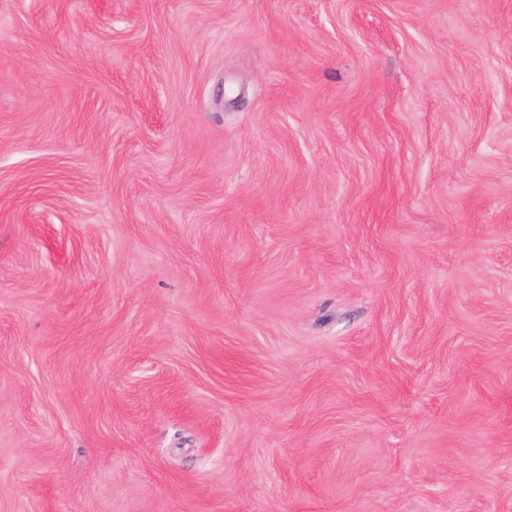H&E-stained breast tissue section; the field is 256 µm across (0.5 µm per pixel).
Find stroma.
<instances>
[{
    "instance_id": "stroma-1",
    "label": "stroma",
    "mask_w": 512,
    "mask_h": 512,
    "mask_svg": "<svg viewBox=\"0 0 512 512\" xmlns=\"http://www.w3.org/2000/svg\"><path fill=\"white\" fill-rule=\"evenodd\" d=\"M0 512H512V0H0Z\"/></svg>"
}]
</instances>
